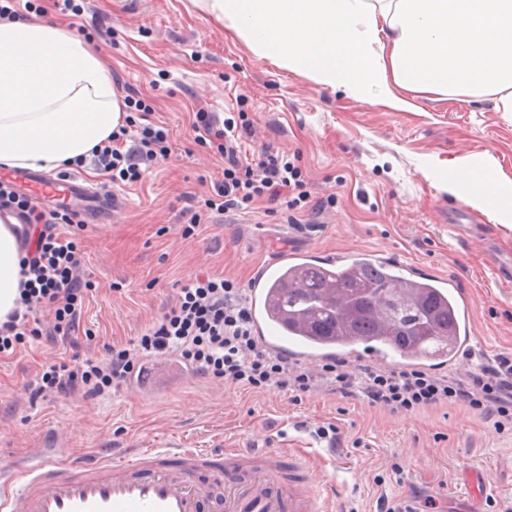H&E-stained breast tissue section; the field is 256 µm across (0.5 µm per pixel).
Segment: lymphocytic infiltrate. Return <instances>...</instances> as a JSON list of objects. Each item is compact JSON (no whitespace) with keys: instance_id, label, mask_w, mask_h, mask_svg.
<instances>
[{"instance_id":"f902f5d3","label":"lymphocytic infiltrate","mask_w":512,"mask_h":512,"mask_svg":"<svg viewBox=\"0 0 512 512\" xmlns=\"http://www.w3.org/2000/svg\"><path fill=\"white\" fill-rule=\"evenodd\" d=\"M198 140L224 159V178L204 201L188 194L190 217L183 235L194 234L210 214L245 211L265 198L283 201L286 209L301 204L321 213L325 201L309 203L300 166L287 155L262 148L256 159L242 153V139L249 134L248 121L228 118L217 122L208 113L197 115ZM173 143L167 130L154 124L139 125L136 133L120 127L108 143L92 151L96 165L108 170L113 181L135 182L145 169L167 159ZM28 223L40 227L39 245L23 260L20 310L0 324V354L17 350L26 337L54 342L72 341L80 331L88 283L81 274V248L69 225L74 215L36 211L28 201ZM177 354L204 377L250 390L275 389L301 400L317 388H327L343 398H354L372 407L393 412H412L443 405L462 406L492 421L498 430L512 429V355L469 367L453 379L436 378L420 370L350 368L338 359L313 372L294 366L257 343L243 291L220 273H203L182 286L176 303L161 314L133 346L112 345L104 358L72 356L50 364L28 385L35 398L82 391L97 398L125 382L141 355Z\"/></svg>"}]
</instances>
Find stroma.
Here are the masks:
<instances>
[{
  "mask_svg": "<svg viewBox=\"0 0 512 512\" xmlns=\"http://www.w3.org/2000/svg\"><path fill=\"white\" fill-rule=\"evenodd\" d=\"M19 0L72 32L86 31L117 91L140 99L169 130L174 153L133 186L94 180L115 195L112 221L80 232L83 271L94 290L77 345L27 339L0 355V459L37 448H66L91 459L103 449L159 448L224 441L261 449L273 443L310 457L328 483L332 512H377L379 497L425 503L424 512H498L512 499V431L461 406L392 412L325 390L294 401L201 375L156 393L129 385L94 399L75 393L31 399L26 387L46 365L74 354H102L140 336L201 268L248 286L283 250L319 255L382 249L392 262L453 279L468 302L482 361L512 353V222L461 203L448 191L450 161L469 158L512 181V114L489 99L409 93L410 109L359 102L257 57L193 0ZM199 112L244 114L247 151L270 146L297 155L320 215L296 211L319 231L300 234L284 214L228 212L182 233L186 193L213 194L224 161L195 142ZM336 425L348 445L327 448L312 429ZM401 467L396 483L392 467Z\"/></svg>",
  "mask_w": 512,
  "mask_h": 512,
  "instance_id": "obj_1",
  "label": "stroma"
}]
</instances>
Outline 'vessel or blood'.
Segmentation results:
<instances>
[{"label": "vessel or blood", "instance_id": "vessel-or-blood-1", "mask_svg": "<svg viewBox=\"0 0 512 512\" xmlns=\"http://www.w3.org/2000/svg\"><path fill=\"white\" fill-rule=\"evenodd\" d=\"M14 182L33 185L40 202L73 199L79 210L98 207L100 196L71 178L56 180L20 169ZM255 276L246 292L257 340L267 351L308 363L334 358L335 350L308 351L302 337L284 335L282 322ZM309 458L274 444L262 451L220 448H139L67 461L42 454L26 467L0 462V512H326L327 485L312 481Z\"/></svg>", "mask_w": 512, "mask_h": 512}]
</instances>
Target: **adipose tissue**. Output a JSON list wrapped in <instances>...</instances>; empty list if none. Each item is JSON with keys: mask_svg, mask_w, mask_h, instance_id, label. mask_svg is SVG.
I'll use <instances>...</instances> for the list:
<instances>
[{"mask_svg": "<svg viewBox=\"0 0 512 512\" xmlns=\"http://www.w3.org/2000/svg\"><path fill=\"white\" fill-rule=\"evenodd\" d=\"M258 57L396 110L405 91L488 96L512 112V0H199ZM125 104L90 46L63 27L0 21V165L54 170L90 156ZM464 204L512 212L493 168L458 159ZM13 225L0 223V323L21 306Z\"/></svg>", "mask_w": 512, "mask_h": 512, "instance_id": "adipose-tissue-1", "label": "adipose tissue"}]
</instances>
